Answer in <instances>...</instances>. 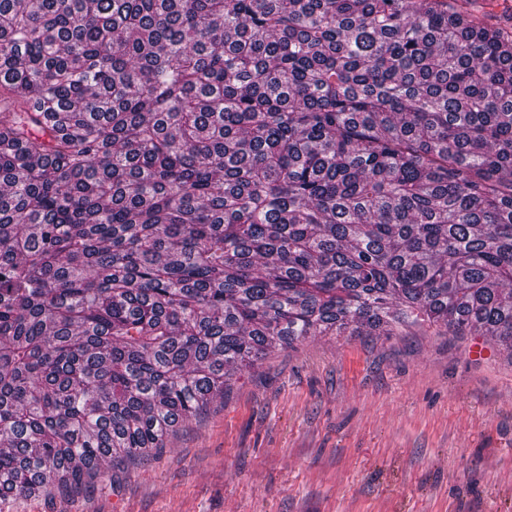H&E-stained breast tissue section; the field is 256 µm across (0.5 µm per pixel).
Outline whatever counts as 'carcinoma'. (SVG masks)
<instances>
[{
  "label": "carcinoma",
  "instance_id": "obj_1",
  "mask_svg": "<svg viewBox=\"0 0 512 512\" xmlns=\"http://www.w3.org/2000/svg\"><path fill=\"white\" fill-rule=\"evenodd\" d=\"M0 92L2 502L278 342L512 345L505 0H0Z\"/></svg>",
  "mask_w": 512,
  "mask_h": 512
}]
</instances>
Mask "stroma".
<instances>
[{
  "label": "stroma",
  "mask_w": 512,
  "mask_h": 512,
  "mask_svg": "<svg viewBox=\"0 0 512 512\" xmlns=\"http://www.w3.org/2000/svg\"><path fill=\"white\" fill-rule=\"evenodd\" d=\"M0 512H512V349L427 327L276 346L110 483Z\"/></svg>",
  "instance_id": "35a3bbf8"
}]
</instances>
